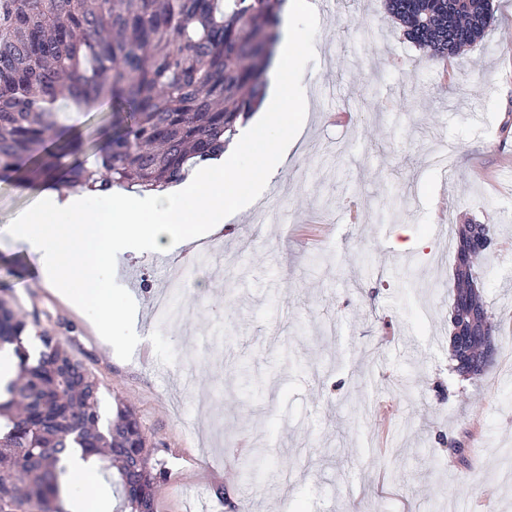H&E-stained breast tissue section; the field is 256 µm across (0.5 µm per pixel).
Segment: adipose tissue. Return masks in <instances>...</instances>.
<instances>
[{
    "label": "adipose tissue",
    "mask_w": 512,
    "mask_h": 512,
    "mask_svg": "<svg viewBox=\"0 0 512 512\" xmlns=\"http://www.w3.org/2000/svg\"><path fill=\"white\" fill-rule=\"evenodd\" d=\"M296 40V31L286 30L268 74L264 102L246 123L237 124L221 161L201 167L177 186L112 188L103 193L100 206L93 202L94 192L65 194L40 185L33 190L32 203L0 228L33 257L44 287L94 308L95 322L113 345L142 342L136 323L113 299L114 257L127 253L149 259L179 252L197 235L222 231L225 221L248 209L281 176L308 107ZM68 467L84 492L64 497L66 512H109L92 461L77 449Z\"/></svg>",
    "instance_id": "ef3b65f1"
}]
</instances>
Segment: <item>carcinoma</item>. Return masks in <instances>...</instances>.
Listing matches in <instances>:
<instances>
[{
  "mask_svg": "<svg viewBox=\"0 0 512 512\" xmlns=\"http://www.w3.org/2000/svg\"><path fill=\"white\" fill-rule=\"evenodd\" d=\"M285 0H0V180L33 174L65 187L102 182L130 188L181 182L224 152V136L261 103ZM412 42L439 62L483 38L490 0H388ZM87 115L111 113L93 163L60 121V101ZM53 145L46 146L48 131ZM75 156L61 168L56 154ZM494 225L453 232L456 253ZM455 263L454 369L485 373L484 331L496 334L476 261ZM36 331L34 360L21 353ZM0 346L20 358L0 400V512H65L61 493L72 449L103 455L117 469L118 512H154L163 462L149 449L132 409L102 420L99 382L66 343L0 298ZM257 454L237 471L256 476Z\"/></svg>",
  "mask_w": 512,
  "mask_h": 512,
  "instance_id": "cac0c4a2",
  "label": "carcinoma"
}]
</instances>
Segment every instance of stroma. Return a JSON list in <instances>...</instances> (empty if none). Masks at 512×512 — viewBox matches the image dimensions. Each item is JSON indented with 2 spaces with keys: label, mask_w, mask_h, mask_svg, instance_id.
Wrapping results in <instances>:
<instances>
[{
  "label": "stroma",
  "mask_w": 512,
  "mask_h": 512,
  "mask_svg": "<svg viewBox=\"0 0 512 512\" xmlns=\"http://www.w3.org/2000/svg\"><path fill=\"white\" fill-rule=\"evenodd\" d=\"M297 45L309 107L282 178L262 195L266 223L243 213L210 237L232 270L187 253L178 300L197 330L156 317L158 261L119 259L118 305L148 334L135 352L107 343L43 288L31 257L0 235V296L68 336L100 382L101 408L131 407L165 461L155 512H512L500 456L512 448L506 346L480 377L452 369L455 249L433 224L496 227L484 296L512 331V0H493L483 40L440 63L406 38L384 0H318ZM492 88H485V81ZM452 146L451 170L429 159ZM330 220L311 245L299 220ZM408 229L419 249L399 251ZM198 376L192 391L185 383ZM393 409L386 447L372 432ZM263 450L247 483L237 464Z\"/></svg>",
  "instance_id": "1"
}]
</instances>
